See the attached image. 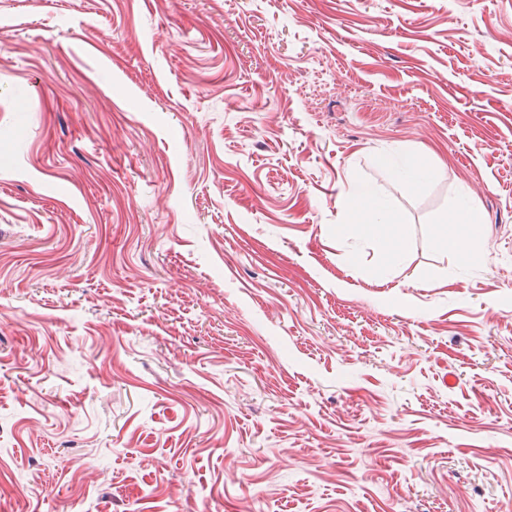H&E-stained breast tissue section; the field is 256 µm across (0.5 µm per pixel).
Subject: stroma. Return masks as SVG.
I'll list each match as a JSON object with an SVG mask.
<instances>
[{
	"label": "stroma",
	"mask_w": 512,
	"mask_h": 512,
	"mask_svg": "<svg viewBox=\"0 0 512 512\" xmlns=\"http://www.w3.org/2000/svg\"><path fill=\"white\" fill-rule=\"evenodd\" d=\"M0 512H512V0H0ZM346 207L353 215V224L337 225V235L349 232L371 234L378 229L379 224L369 221V218L374 217L383 207L382 200L374 188L357 185L351 197L347 199Z\"/></svg>",
	"instance_id": "obj_1"
}]
</instances>
